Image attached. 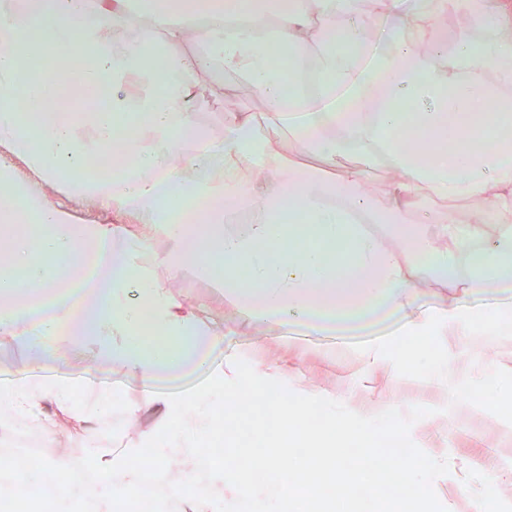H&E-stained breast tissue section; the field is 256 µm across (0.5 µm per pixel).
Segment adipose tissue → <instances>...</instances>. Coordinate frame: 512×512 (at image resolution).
Instances as JSON below:
<instances>
[{
  "mask_svg": "<svg viewBox=\"0 0 512 512\" xmlns=\"http://www.w3.org/2000/svg\"><path fill=\"white\" fill-rule=\"evenodd\" d=\"M404 0H308L286 9L257 0H143L129 16L126 0H0V224L13 232L0 269V340L18 338L27 369L0 380V428L25 421L46 445L64 427L94 435L107 394L85 407L60 378L38 377L51 361L93 358L148 387L161 417L179 419L159 454L128 463L130 448L98 455L94 476L67 456L46 460L58 474L62 501L80 494L95 512L152 492L173 512H287L328 488L334 504L358 488L387 489L395 512H416L433 494L430 459H369L364 432L330 425L329 449L294 457L312 442L303 419L310 399L285 404L276 445L227 468L205 452L216 419L210 397L224 389V322L212 305L234 309L243 333L257 336L288 315L326 309L364 313L382 301L421 357L443 348L477 354L471 379L486 402L512 373V335L497 311L474 316L449 298L442 317L421 303L423 283L482 293L512 281V225L488 234L484 220L417 223L422 202L478 197L512 213V0H433L405 12ZM458 16L486 37L484 55L464 64L448 49V29L431 15ZM384 19L398 28L386 49L357 53L365 33ZM36 50L74 53L91 64L75 72H22ZM163 51L164 69L150 63ZM313 67L310 89L296 69ZM241 74L227 83L218 70ZM112 97L92 105V89ZM261 98L260 112H225L226 101ZM304 122L294 135L310 147L302 163L279 142L289 114ZM223 118L220 133L209 117ZM489 144L469 149L475 131ZM390 169L367 192L364 166L343 163V145ZM364 221L395 226L400 247L365 232ZM42 226L29 236L22 225ZM477 251L465 255L464 250ZM215 249L224 270L207 280L210 303L185 310L171 293L192 285L197 256ZM98 272L76 306L60 304L85 268ZM142 279L143 301L127 300ZM209 373L206 387L178 398L152 387L183 362ZM353 440L357 449L346 448ZM203 489L190 491L198 474Z\"/></svg>",
  "mask_w": 512,
  "mask_h": 512,
  "instance_id": "1",
  "label": "adipose tissue"
}]
</instances>
